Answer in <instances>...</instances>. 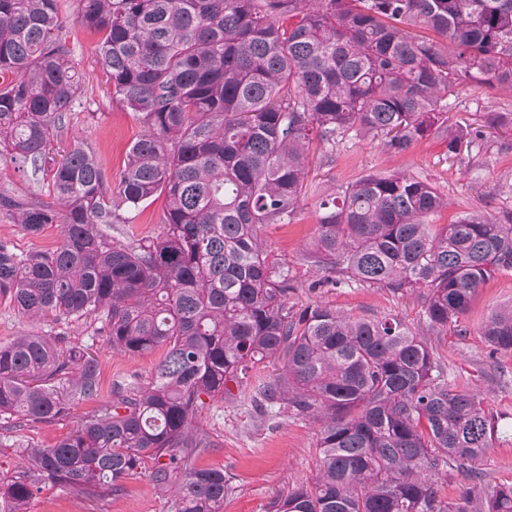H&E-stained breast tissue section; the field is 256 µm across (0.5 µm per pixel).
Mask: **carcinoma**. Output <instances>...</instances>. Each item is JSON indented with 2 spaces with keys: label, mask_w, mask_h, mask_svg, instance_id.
<instances>
[{
  "label": "carcinoma",
  "mask_w": 512,
  "mask_h": 512,
  "mask_svg": "<svg viewBox=\"0 0 512 512\" xmlns=\"http://www.w3.org/2000/svg\"><path fill=\"white\" fill-rule=\"evenodd\" d=\"M95 34L112 102L138 115L117 190L81 142L50 171L53 203L0 192L32 234L62 225L55 249L0 241V295L36 320L105 317L112 351L163 349L152 378L115 381L97 412L52 448H24L0 512H27L48 480L69 493L118 490L147 459L175 512H224V472L196 423L204 399L230 402L264 361L285 356L251 396L317 427L318 473L265 512H512V482L473 468L498 418L448 383L422 334L391 316L288 305L294 279L269 261L262 232L290 224L308 194L313 141L364 134L399 154L435 133L448 152L481 136L450 115L466 85L512 93V0H77ZM84 83L59 0H0V161L38 167ZM485 124L512 132V113ZM165 196L161 236L117 244L122 211ZM430 182L373 173L316 202L307 255L335 283L422 299L427 328L460 323L481 288L512 270V214L449 224ZM480 333L512 350V305ZM101 391L99 360L65 338L0 345V418L18 431L69 414ZM472 483L450 497L453 472Z\"/></svg>",
  "instance_id": "carcinoma-1"
}]
</instances>
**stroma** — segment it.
Here are the masks:
<instances>
[{
	"label": "stroma",
	"instance_id": "1",
	"mask_svg": "<svg viewBox=\"0 0 512 512\" xmlns=\"http://www.w3.org/2000/svg\"><path fill=\"white\" fill-rule=\"evenodd\" d=\"M62 16L69 21L73 60L82 74L85 92L66 118L64 133L55 140L39 170L21 173L0 162V192L48 199L49 170L70 145L80 141L97 155L110 187H117L126 155L142 127L135 112L112 102L106 78L97 65L96 38L74 25L75 0H59ZM512 112V94H497L468 85L451 101V113L467 124L480 123L485 112ZM399 172L427 180L446 195L448 207L431 218L449 223L460 212L480 210L497 218L512 212V135L494 129L472 141L456 155L449 154L446 137L428 134L400 154L387 152L379 143L356 135L346 136L336 147H313L310 174L317 192L333 193L362 176ZM165 198L144 204L129 213L124 224L113 225L114 242L152 238L162 230ZM319 216L313 199L301 202L292 223L265 228L263 236L272 260L288 269L296 291L289 302L295 309L321 301L331 307L366 318L396 315L415 328H423L424 311L419 299L394 294L384 288L336 283L335 273L304 264L303 254L316 234ZM62 227L45 225L32 235L0 211V240L16 252L27 254L53 248ZM512 304V271L501 273L480 288L466 318L467 335L456 330L428 333L446 365L449 383L478 393L485 407L502 416L512 427V350L491 352L478 331L488 312ZM102 318L82 321L46 319L33 322L21 316L6 297L0 296V345L25 333L48 332L65 336L74 345L87 346L100 361L101 391L80 400L69 416L23 427L12 432L0 429V485L19 474L20 448H50L74 428L80 417L97 411L113 382L146 381L161 357V350L129 356L112 351L102 332ZM198 423L213 440L198 459L200 465L222 470L231 482L224 499V512H264L268 502L286 493L296 483L316 473L318 458L315 427L308 420L286 412L263 413L250 402H207ZM153 461L124 479L118 491L103 490L85 498L43 482L27 505V512H172V496L155 485L149 474Z\"/></svg>",
	"mask_w": 512,
	"mask_h": 512
}]
</instances>
